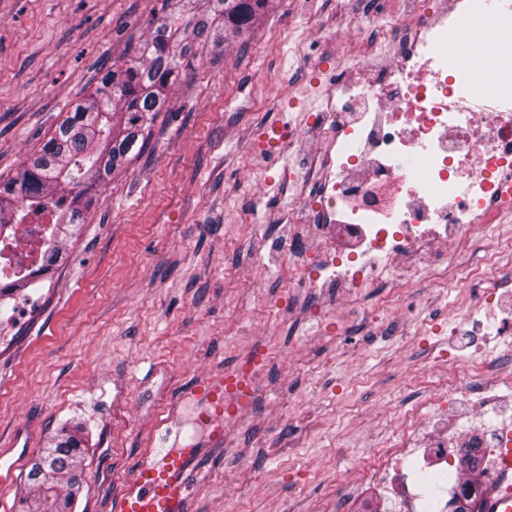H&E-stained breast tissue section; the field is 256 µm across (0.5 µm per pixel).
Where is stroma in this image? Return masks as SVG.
<instances>
[{
	"label": "stroma",
	"mask_w": 512,
	"mask_h": 512,
	"mask_svg": "<svg viewBox=\"0 0 512 512\" xmlns=\"http://www.w3.org/2000/svg\"><path fill=\"white\" fill-rule=\"evenodd\" d=\"M161 0H0V180L12 177L97 77L148 36ZM394 28L378 0H276L249 38L187 67L138 159L99 188L62 266L0 296V512H19L24 471L65 426L84 454L74 512H121L156 430L245 345L268 353L255 412L228 445L189 461L184 512H374L357 471L405 409L448 380V333L467 297L450 286L369 289L355 309L333 289L294 292L275 238L276 182L297 163L260 150L274 121L305 128L320 66L355 13ZM308 34L305 47L295 37ZM406 338L378 337L398 315Z\"/></svg>",
	"instance_id": "35a3bbf8"
}]
</instances>
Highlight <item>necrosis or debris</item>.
<instances>
[{
	"instance_id": "1",
	"label": "necrosis or debris",
	"mask_w": 512,
	"mask_h": 512,
	"mask_svg": "<svg viewBox=\"0 0 512 512\" xmlns=\"http://www.w3.org/2000/svg\"><path fill=\"white\" fill-rule=\"evenodd\" d=\"M465 22L487 42L462 39ZM342 38L363 45L370 62L363 78L324 69L326 93L311 132L292 128L284 140L301 153L309 183L290 187L278 220L302 225L315 255L313 264L289 267V286L332 282L353 299L380 282L465 274L478 306L454 324V336L486 335L484 313L499 307L512 329V307L501 305L512 267L482 271L498 253L493 225L512 222V0L494 10L487 0H410L395 29L375 38L360 21ZM408 156L417 157L415 167L403 166ZM339 233L348 249L337 246ZM262 375L261 354L243 351L223 389L232 408H254ZM506 377L504 363H495L481 385L456 380L405 412L360 479L398 480L414 507L425 490L404 468L411 457L453 477L459 449L484 448L500 461L512 447V420L488 422L486 405ZM448 407L483 430L447 433L439 417Z\"/></svg>"
}]
</instances>
